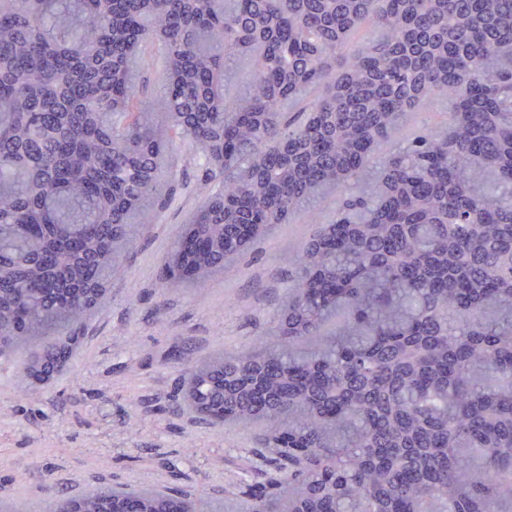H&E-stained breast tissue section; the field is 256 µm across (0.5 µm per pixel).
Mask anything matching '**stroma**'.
Returning a JSON list of instances; mask_svg holds the SVG:
<instances>
[{
    "instance_id": "1",
    "label": "stroma",
    "mask_w": 512,
    "mask_h": 512,
    "mask_svg": "<svg viewBox=\"0 0 512 512\" xmlns=\"http://www.w3.org/2000/svg\"><path fill=\"white\" fill-rule=\"evenodd\" d=\"M144 109L161 103L166 63L151 51L134 69ZM448 101L437 96L407 112L401 135L440 130ZM155 223L131 228L134 247L106 297L78 331L70 367L47 382L14 381L18 368L57 340L50 332L0 360V501L30 512L103 487L185 493L209 512H247V483L263 461L250 453L262 425L215 426L185 398L183 363L252 350L266 340L288 296L301 246L331 224L341 192L318 196L309 212L269 226L206 287L161 286L175 239L204 198L194 169Z\"/></svg>"
}]
</instances>
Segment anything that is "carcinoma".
<instances>
[{"instance_id": "obj_1", "label": "carcinoma", "mask_w": 512, "mask_h": 512, "mask_svg": "<svg viewBox=\"0 0 512 512\" xmlns=\"http://www.w3.org/2000/svg\"><path fill=\"white\" fill-rule=\"evenodd\" d=\"M372 20L382 38L340 54ZM163 31L162 108L128 76ZM249 59L227 100L229 65ZM324 94L291 119L283 101ZM448 97V132L396 138ZM206 198L160 273L204 287L331 188L359 185L288 276L277 339L191 362L192 410L264 426L252 512H512V0H0V359L79 328L170 141ZM70 346L22 367L67 368ZM133 492L68 499L127 512ZM144 512H202L155 492ZM253 68L249 62L240 61L235 69V74L227 78L224 86V94L227 98H233L240 94L251 78Z\"/></svg>"}]
</instances>
